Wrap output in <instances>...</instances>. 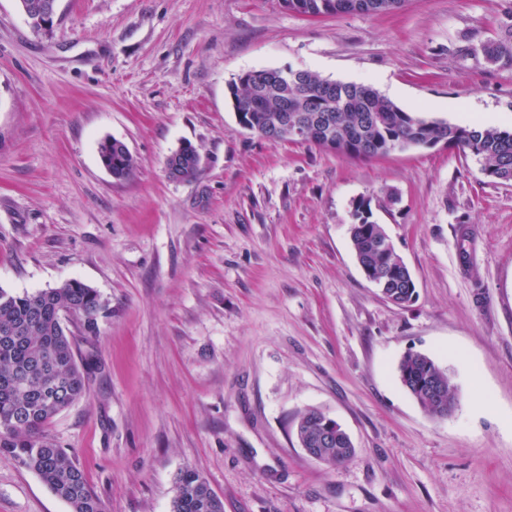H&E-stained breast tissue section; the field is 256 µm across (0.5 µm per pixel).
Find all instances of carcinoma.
Here are the masks:
<instances>
[{"label": "carcinoma", "mask_w": 512, "mask_h": 512, "mask_svg": "<svg viewBox=\"0 0 512 512\" xmlns=\"http://www.w3.org/2000/svg\"><path fill=\"white\" fill-rule=\"evenodd\" d=\"M299 15L323 17L345 12L343 0H282ZM486 61L512 67V11L498 21V38L482 46ZM229 95L240 125L272 139L283 112L316 121L312 142L354 159H371L394 150L427 147L439 142L470 154L482 173L494 180L512 181V131L490 126L461 127L407 112L375 88L343 83L305 71L294 77L284 69L254 70L229 84ZM102 163L116 179L128 177L133 157L122 142L99 144ZM175 165L167 170L172 180L189 181L200 172V155L192 145L175 151ZM349 237L359 265L383 275L385 286L400 305L411 298L412 275L395 249L385 246L381 225L372 220L371 200L354 207ZM101 307L97 292L78 280L22 295L0 288V451L13 454L70 507V512H104L101 500L88 487L83 471L49 437L47 426L61 411L87 391V376L76 357V344L62 324V313L83 319L84 329L96 333ZM402 384L433 418L448 417L457 393L448 370L420 352L406 353L399 363ZM441 385V396L428 394V385ZM326 416L310 409L296 418V436L315 459L337 466L348 461L354 448L341 431L323 439ZM171 512H224V502L196 471L178 475Z\"/></svg>", "instance_id": "carcinoma-1"}]
</instances>
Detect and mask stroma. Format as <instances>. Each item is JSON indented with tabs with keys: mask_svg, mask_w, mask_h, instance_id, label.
<instances>
[{
	"mask_svg": "<svg viewBox=\"0 0 512 512\" xmlns=\"http://www.w3.org/2000/svg\"><path fill=\"white\" fill-rule=\"evenodd\" d=\"M512 0H405L311 18L280 0H58L37 31L0 0V288L78 280L96 335L65 327L88 389L48 426L106 512H170L184 468L224 512H512V183L438 143L352 159L244 129L231 81L302 69L408 112L512 130V68L490 66ZM465 103L462 112L450 110ZM123 142L134 171L103 166ZM190 181L166 174L183 143ZM369 198L417 287L403 307L360 269ZM410 351L449 369L457 407L402 385ZM321 411L355 455L310 458ZM0 512H70L0 453ZM99 155L102 163L112 170L114 178L124 179L133 172V157L122 142L115 139L101 141ZM175 165L167 170L172 180L189 181L196 178L200 172V155L191 144L179 147L175 152ZM321 412L310 409L299 414L295 422L296 436L302 448H313L315 457H312L328 466H337L348 461L354 454L350 441L338 429L331 439L333 423L327 421ZM323 433L328 440L323 439Z\"/></svg>",
	"mask_w": 512,
	"mask_h": 512,
	"instance_id": "obj_1",
	"label": "stroma"
}]
</instances>
